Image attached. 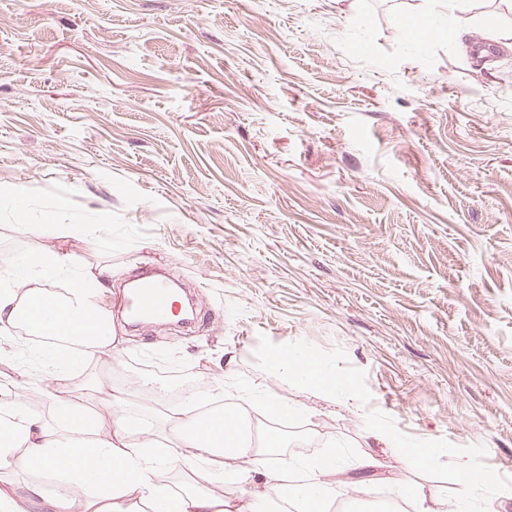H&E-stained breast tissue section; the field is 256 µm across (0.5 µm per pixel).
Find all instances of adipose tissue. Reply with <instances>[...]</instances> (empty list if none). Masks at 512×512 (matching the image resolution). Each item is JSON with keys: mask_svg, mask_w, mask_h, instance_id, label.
I'll return each mask as SVG.
<instances>
[{"mask_svg": "<svg viewBox=\"0 0 512 512\" xmlns=\"http://www.w3.org/2000/svg\"><path fill=\"white\" fill-rule=\"evenodd\" d=\"M59 274L71 279L64 300L66 320H59L53 308L31 315L45 297L43 280ZM102 291L99 277L76 255L60 249L30 250L0 279V358L16 356L2 334L24 321L32 334L55 329L71 341L48 353L39 371L24 376L42 384L52 406L50 418L30 413L17 398L0 405V465L49 473L59 479V490L49 496L36 483L2 485L0 512H269L278 491L274 478L254 479L260 451L240 437L232 449L245 465L230 468L222 418L200 428L189 401L168 409L159 433L141 435L124 407L122 389L114 390L103 411L97 391L73 384L70 366L79 355L121 353L123 339L112 326ZM269 362L273 371L309 386L337 384L334 372L299 348L276 352ZM172 468L202 477L203 487L175 493L159 484V471ZM228 479L241 484L239 497L224 498Z\"/></svg>", "mask_w": 512, "mask_h": 512, "instance_id": "ef3b65f1", "label": "adipose tissue"}]
</instances>
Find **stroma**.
I'll return each instance as SVG.
<instances>
[{"label": "stroma", "instance_id": "stroma-1", "mask_svg": "<svg viewBox=\"0 0 512 512\" xmlns=\"http://www.w3.org/2000/svg\"><path fill=\"white\" fill-rule=\"evenodd\" d=\"M476 3L0 0V275L75 252L124 356L297 408L343 473L371 454L451 505L468 462L512 512V13ZM439 17L425 52L398 36ZM50 209L92 239L37 236ZM146 266L192 287L195 328L126 327ZM292 348L343 389L273 374ZM373 427L438 454L376 451Z\"/></svg>", "mask_w": 512, "mask_h": 512}]
</instances>
